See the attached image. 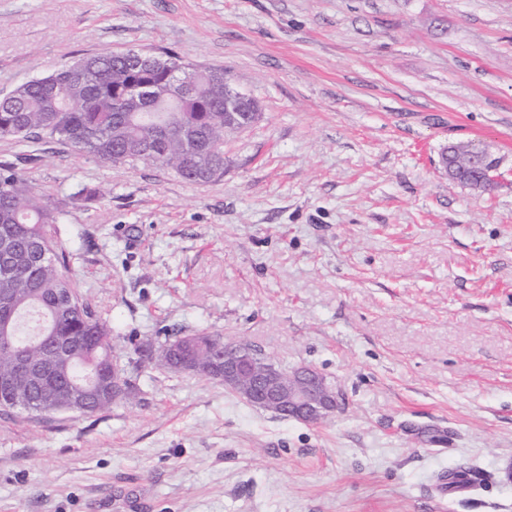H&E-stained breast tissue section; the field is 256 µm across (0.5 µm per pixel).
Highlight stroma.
I'll return each mask as SVG.
<instances>
[{
  "instance_id": "obj_1",
  "label": "stroma",
  "mask_w": 512,
  "mask_h": 512,
  "mask_svg": "<svg viewBox=\"0 0 512 512\" xmlns=\"http://www.w3.org/2000/svg\"><path fill=\"white\" fill-rule=\"evenodd\" d=\"M130 48L223 69L260 114L205 185L26 146L77 288L121 357L206 331L339 407L144 371L92 416L0 410V512H512V0H0V96ZM451 145L498 184L449 179ZM460 465L484 482L439 490Z\"/></svg>"
}]
</instances>
